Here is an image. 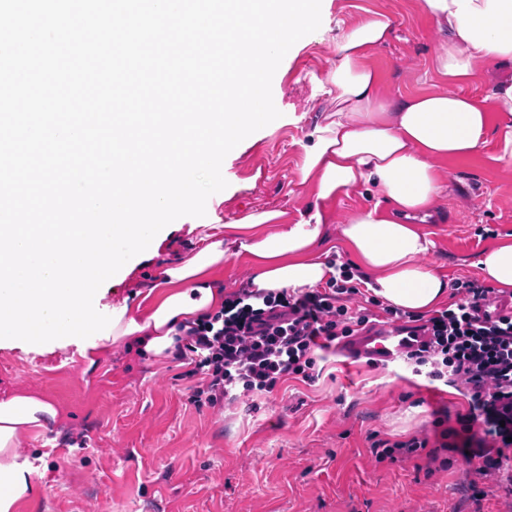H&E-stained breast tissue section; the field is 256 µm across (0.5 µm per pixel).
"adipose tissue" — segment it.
Instances as JSON below:
<instances>
[{
  "label": "adipose tissue",
  "mask_w": 512,
  "mask_h": 512,
  "mask_svg": "<svg viewBox=\"0 0 512 512\" xmlns=\"http://www.w3.org/2000/svg\"><path fill=\"white\" fill-rule=\"evenodd\" d=\"M447 38L434 68L447 87L429 93L385 96L369 62L392 32L388 14L369 10L336 42L337 61L328 76L330 110L315 125L298 169L300 185L314 200L298 221L270 209L228 224L212 241L150 288L147 307L127 309L109 341L145 357L169 356L181 326L220 308L224 290L216 275L233 256L252 260L251 283L261 290L314 288L335 276L329 261L327 204L366 189L376 203L339 228L366 286L383 302L420 314L448 295V280L432 264L434 246L424 229L441 190L436 161L466 158L495 139L494 160L512 163V75L494 92L495 107L457 91L480 81L484 64L512 66V0H422ZM482 278L512 292V236L485 249L477 261ZM56 406L18 393L0 399V512H18L34 494L32 468L18 452L23 432L54 422Z\"/></svg>",
  "instance_id": "adipose-tissue-1"
}]
</instances>
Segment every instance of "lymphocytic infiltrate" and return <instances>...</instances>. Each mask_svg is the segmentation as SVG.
<instances>
[{"instance_id": "lymphocytic-infiltrate-1", "label": "lymphocytic infiltrate", "mask_w": 512, "mask_h": 512, "mask_svg": "<svg viewBox=\"0 0 512 512\" xmlns=\"http://www.w3.org/2000/svg\"><path fill=\"white\" fill-rule=\"evenodd\" d=\"M325 285L303 291H260L249 284L224 296L215 313L191 323L177 347L186 364L193 403L222 412L238 401L277 391L293 379L313 385L319 362L335 354L349 337L386 324L424 336V343L402 354L413 375L450 384L467 399L455 427L444 430L450 450L459 451L484 480L512 471V316L499 315L504 298L474 280H454L448 307L425 315L383 306L373 312L354 305L360 292L349 264ZM472 433L477 444L459 448L456 439ZM376 460L400 462L425 455L435 465L440 451L428 437L379 439Z\"/></svg>"}]
</instances>
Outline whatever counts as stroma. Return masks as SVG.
Here are the masks:
<instances>
[{"mask_svg":"<svg viewBox=\"0 0 512 512\" xmlns=\"http://www.w3.org/2000/svg\"><path fill=\"white\" fill-rule=\"evenodd\" d=\"M388 14L391 40L372 63L391 95L427 92L442 81L432 68L444 39L422 0H324L320 28L296 43L278 67L272 94L281 115L224 160L228 186L207 213L232 224L277 208L297 220L312 200L296 179L304 147L328 110L318 88L336 63V39L365 10ZM496 148L440 162L441 219L430 225L431 260L448 279H475L480 254L512 235V164ZM175 357L154 362L117 346L87 365L77 347L0 349V396L39 395L57 407L46 430L21 435L32 465L33 498L18 512H512L499 482L472 486L458 454L427 473L425 457L377 461L372 433L392 440L428 436L437 421L465 410L454 388L435 390L396 365L340 356L319 381H288L255 409H195ZM84 445H68L71 431Z\"/></svg>","mask_w":512,"mask_h":512,"instance_id":"obj_1","label":"stroma"}]
</instances>
